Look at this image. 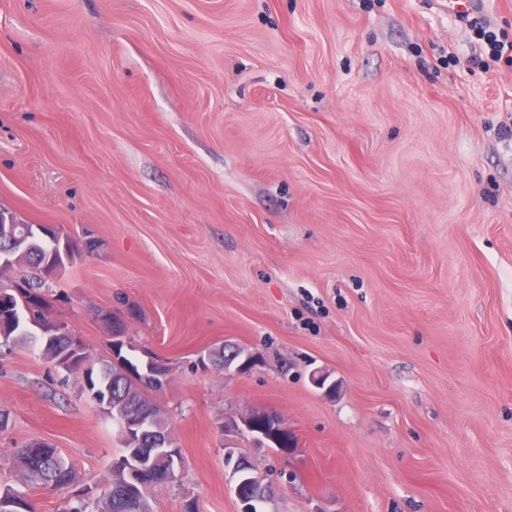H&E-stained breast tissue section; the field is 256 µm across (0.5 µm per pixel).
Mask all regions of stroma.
<instances>
[{
	"instance_id": "1",
	"label": "stroma",
	"mask_w": 512,
	"mask_h": 512,
	"mask_svg": "<svg viewBox=\"0 0 512 512\" xmlns=\"http://www.w3.org/2000/svg\"><path fill=\"white\" fill-rule=\"evenodd\" d=\"M512 68L435 0H0V207L99 249L54 313L168 363L183 457L154 512H237L225 416L279 413L267 512H512ZM257 352L250 373L204 348ZM330 373L336 396L310 382ZM0 486L100 494L111 420L29 348L0 354ZM58 449L78 487L27 488ZM232 351L234 354L241 355L243 352H250L249 350L234 346L230 344H222L218 348H214L209 350L210 362L213 366L219 367L224 370V374L228 376H236L245 374L253 370L256 366H258L260 359L254 354L247 353L243 360H239V358L232 359V356L228 353L227 358L224 355L228 352ZM36 445L41 448H33ZM14 460L32 486L66 489L75 481L74 469L65 464L57 448L49 443L27 444L17 452Z\"/></svg>"
}]
</instances>
